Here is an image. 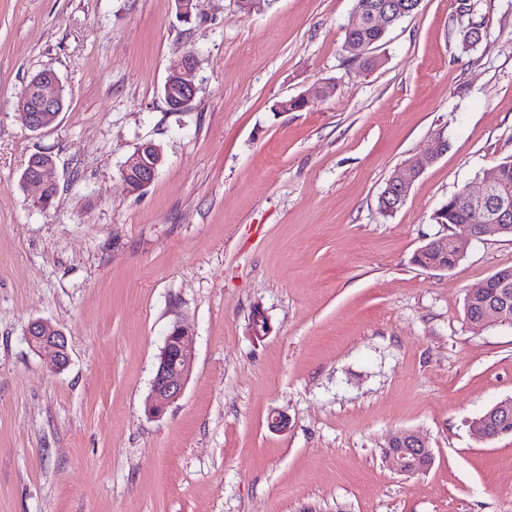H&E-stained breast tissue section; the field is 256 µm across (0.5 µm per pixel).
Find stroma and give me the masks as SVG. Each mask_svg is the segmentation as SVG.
<instances>
[{
    "instance_id": "obj_1",
    "label": "stroma",
    "mask_w": 512,
    "mask_h": 512,
    "mask_svg": "<svg viewBox=\"0 0 512 512\" xmlns=\"http://www.w3.org/2000/svg\"><path fill=\"white\" fill-rule=\"evenodd\" d=\"M457 2L421 0L368 69L344 46L356 0H199L196 25L172 0H0V512H512V435L472 428L512 397V326L464 312L512 238L460 228L454 269L413 263L447 235L448 197L512 159V0H474L487 36L467 51ZM190 51L198 95L172 112L163 84ZM43 69L71 99L34 132L17 98ZM439 132L447 154L381 215ZM145 141L163 164L132 193L121 168ZM41 152L46 210L21 184ZM179 317L192 372L155 418ZM36 319L65 335L64 369L28 345ZM400 429L426 436V472L386 467ZM194 331L175 320L160 350L150 391L146 399L148 413L163 416L184 394L190 376Z\"/></svg>"
}]
</instances>
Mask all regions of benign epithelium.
Wrapping results in <instances>:
<instances>
[{"label": "benign epithelium", "instance_id": "benign-epithelium-1", "mask_svg": "<svg viewBox=\"0 0 512 512\" xmlns=\"http://www.w3.org/2000/svg\"><path fill=\"white\" fill-rule=\"evenodd\" d=\"M178 20L185 24L203 20L198 11V0H173ZM198 67L197 56L189 52L180 64L172 69L167 77L166 86L179 102V110H184L197 97L198 87L195 74ZM66 87L54 71L39 73L32 77L20 93L17 106L25 117L27 127L32 131H40L50 126L65 109ZM154 147L147 142L137 148L124 162L121 176L129 182V174L140 172V189L148 187L155 179L158 167L146 162V150ZM496 171L489 172L481 181L478 189H465V197L471 208L473 221L489 225L490 229L501 231L500 225L509 223L512 209L508 201H492ZM418 174L409 171L408 164H403L386 181L383 195L392 196L396 203H405L410 187ZM24 185L37 189L33 199L34 205L46 208L50 199L46 197L44 181L38 178L24 180ZM25 336L33 350L46 352L50 355L53 366L62 369L69 362L67 340L55 326L44 320L31 321ZM194 331L184 322L176 320L165 336L164 345L160 350L154 374L150 383V391L146 399L148 413L156 417L163 416L167 409L176 403L184 394L190 376L192 359V342ZM512 401H504L493 406L485 415L475 421L482 431L489 430L491 419L497 418L502 424L508 422V410ZM384 462L387 467L399 475L417 474L416 466L420 460H433V450L427 441L416 431L403 429L395 432L384 448Z\"/></svg>", "mask_w": 512, "mask_h": 512}]
</instances>
